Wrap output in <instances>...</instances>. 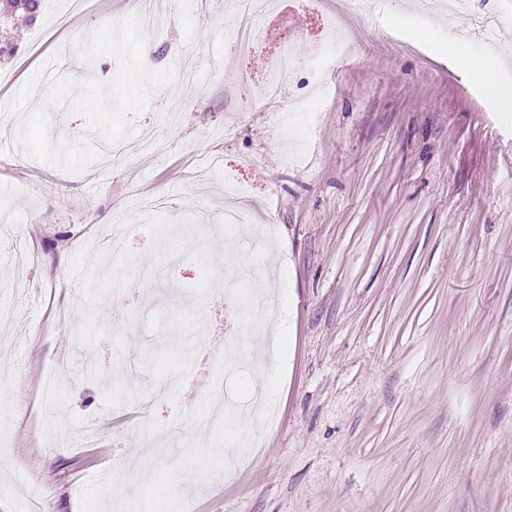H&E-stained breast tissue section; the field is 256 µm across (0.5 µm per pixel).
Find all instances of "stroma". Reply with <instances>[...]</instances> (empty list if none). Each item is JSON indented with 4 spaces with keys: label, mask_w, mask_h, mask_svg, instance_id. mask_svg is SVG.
I'll return each instance as SVG.
<instances>
[{
    "label": "stroma",
    "mask_w": 512,
    "mask_h": 512,
    "mask_svg": "<svg viewBox=\"0 0 512 512\" xmlns=\"http://www.w3.org/2000/svg\"><path fill=\"white\" fill-rule=\"evenodd\" d=\"M44 2L0 57V512H512V112L487 50L448 40L500 0L428 27L411 0H276L245 60L226 0H161L149 67L196 55L207 92H157L131 119L145 151L96 178L17 136L49 76L116 77L67 50L136 8L90 0L56 29L69 0ZM330 19L348 52L323 59ZM288 45L299 65L272 78ZM209 154L223 167L192 179ZM149 196L167 208L145 224ZM228 209L244 222L214 240ZM261 290L260 349L225 310ZM211 374L272 407L260 447L232 417L195 438ZM483 82L494 94L505 112H512V90L503 88L497 79L498 62L494 58L483 59L479 64Z\"/></svg>",
    "instance_id": "35a3bbf8"
}]
</instances>
